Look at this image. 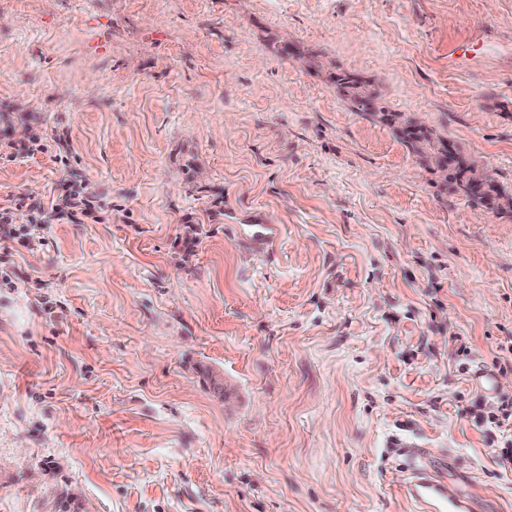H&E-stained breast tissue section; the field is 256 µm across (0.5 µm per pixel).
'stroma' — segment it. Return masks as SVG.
I'll use <instances>...</instances> for the list:
<instances>
[{
    "label": "stroma",
    "instance_id": "35a3bbf8",
    "mask_svg": "<svg viewBox=\"0 0 512 512\" xmlns=\"http://www.w3.org/2000/svg\"><path fill=\"white\" fill-rule=\"evenodd\" d=\"M341 71L512 193V0H0V205L112 201L0 257V512H413L398 437L512 512V212ZM336 89L347 101L355 112H364L369 116L382 115L381 119L393 121L392 115H388L385 107H379L377 98L362 90L357 79L350 73L342 72L334 79ZM61 145H63V142L60 134L48 139L40 131L33 130L28 143L20 144L18 148L14 149V152H10L8 155H5L4 159L8 162H12L17 159L19 152L25 154L27 157H34L38 152L42 154L51 153L52 148H57L58 151L56 150L55 155H53L54 160L59 162L63 169H68L70 163V151L63 149L62 152L60 147ZM445 156L447 159L441 167L444 168L448 165L450 168V172L448 173L449 181L455 185L457 190L462 191L464 193L463 195L471 198L470 195L465 194V186L470 181V173L477 170L472 165L466 164L464 161L456 157L450 150L449 158L448 153L445 154Z\"/></svg>",
    "mask_w": 512,
    "mask_h": 512
}]
</instances>
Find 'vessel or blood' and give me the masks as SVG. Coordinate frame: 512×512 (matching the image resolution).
Returning <instances> with one entry per match:
<instances>
[{"label":"vessel or blood","instance_id":"vessel-or-blood-1","mask_svg":"<svg viewBox=\"0 0 512 512\" xmlns=\"http://www.w3.org/2000/svg\"><path fill=\"white\" fill-rule=\"evenodd\" d=\"M400 448L408 460L404 488L417 512H469L468 496H449L431 449L419 448L410 442L401 443Z\"/></svg>","mask_w":512,"mask_h":512}]
</instances>
